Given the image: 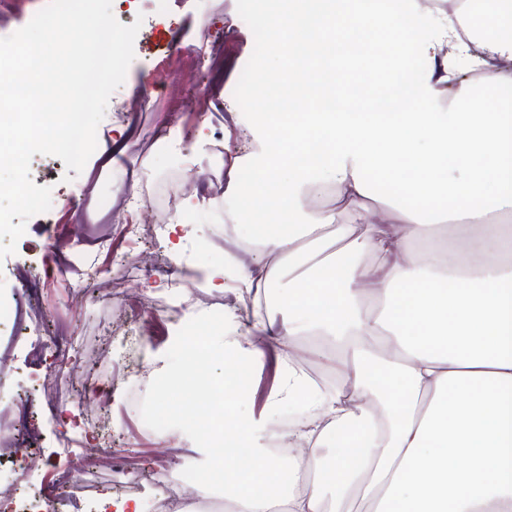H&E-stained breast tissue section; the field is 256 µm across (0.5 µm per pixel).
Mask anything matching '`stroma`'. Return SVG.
<instances>
[{
    "label": "stroma",
    "instance_id": "obj_1",
    "mask_svg": "<svg viewBox=\"0 0 512 512\" xmlns=\"http://www.w3.org/2000/svg\"><path fill=\"white\" fill-rule=\"evenodd\" d=\"M275 0H168L162 13H155L145 0H135L119 22L138 24L134 41V59L120 87L127 108L120 117L105 115L97 129V149L82 172L67 169L53 155L34 157L33 180L36 185L52 189L49 211L32 216L15 254L0 260V304L34 306L41 313L35 318L36 329L16 331L12 325H0V411L23 415L27 420V446L42 459L44 469L61 471L76 460L96 451L91 428H107L113 449L123 450L131 466L122 482L111 481L109 454H102L97 468L87 470L64 487L63 492L81 504L97 503L101 512H114L116 505L139 504L149 512L151 503L165 495L167 477L158 467L167 451L165 439L155 436L138 439L131 435L127 413L120 401H113L107 414L95 415L78 402L83 377L109 376L112 365H120L128 377L139 369L151 375L145 393L157 398L165 385V365L177 351L183 336L214 337L224 343L228 331L249 338L247 325L234 318L221 326L205 323V308L196 310L195 324H187V314L179 309L175 286L157 279L136 277L122 279L123 265L113 264L111 257L100 254L101 236L119 234L115 218L133 213L146 223L165 219L169 224H183L181 240L173 236L151 239L141 249L157 262L173 257L185 260L189 277L201 279L204 266L224 262V213L237 211L239 235L251 237L256 226L269 222L268 212L249 204L248 200L226 194V171L213 167L218 149H227L238 160L235 175L240 186H249L254 175L251 149L240 143L249 137L255 125L254 114L267 109L272 99L285 92L279 74L274 39H261L258 16L276 10ZM254 76V83L241 82L242 74ZM179 89L187 101L202 95L227 100L229 111L212 115L200 111L187 113L178 130L186 141L204 134L205 142L195 162L174 161L173 151L164 143L170 122V89ZM247 107H240V99ZM228 133V141L217 140V132ZM206 178L208 187L198 192L202 206L189 212L177 208L167 212L168 194L184 175ZM136 180L135 197L117 195L123 180ZM86 222L94 232L84 245L85 257L96 264V273L83 279V305L66 308L70 295L67 278H39L20 285L16 272L26 263L47 262L57 268L70 264L68 252L52 249L56 225ZM128 286L152 297L161 311L162 335L142 340L123 327L112 326L113 289ZM240 293L236 280H228L224 291L201 286L199 298L209 301L218 297L230 300ZM66 322L65 340L71 341L82 356V376L68 380L59 400L46 405L39 393L41 377L54 365L51 356L33 361L42 352L47 337L55 335L58 322ZM278 374L275 353H268L264 363L248 369L250 393L240 406L244 417L263 422L268 411V397Z\"/></svg>",
    "mask_w": 512,
    "mask_h": 512
}]
</instances>
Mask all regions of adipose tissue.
Listing matches in <instances>:
<instances>
[{"instance_id": "obj_1", "label": "adipose tissue", "mask_w": 512, "mask_h": 512, "mask_svg": "<svg viewBox=\"0 0 512 512\" xmlns=\"http://www.w3.org/2000/svg\"><path fill=\"white\" fill-rule=\"evenodd\" d=\"M472 0H285L260 25L301 37L288 56L287 110L254 131L246 197L276 206L253 267L224 256L201 273L223 290L254 267L280 299L256 335H322L351 401L283 371L276 406L299 408L282 466L216 393L193 426L224 437L212 467L226 512H512V0H492L473 34ZM374 39L353 43L358 32ZM309 155L298 165L300 155ZM391 185L374 202L372 179ZM333 193L336 208L309 200ZM458 227L449 254L435 236ZM208 338L183 347L168 393L213 387ZM339 447L331 454L330 445ZM287 471V485L267 473Z\"/></svg>"}]
</instances>
